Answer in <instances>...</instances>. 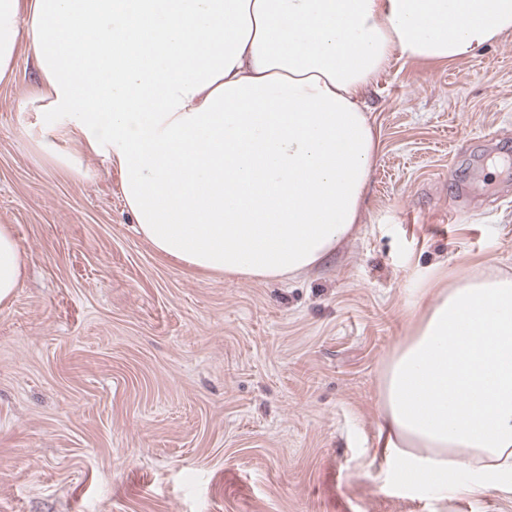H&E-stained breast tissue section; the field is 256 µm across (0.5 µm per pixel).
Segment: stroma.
<instances>
[{
	"instance_id": "35a3bbf8",
	"label": "stroma",
	"mask_w": 512,
	"mask_h": 512,
	"mask_svg": "<svg viewBox=\"0 0 512 512\" xmlns=\"http://www.w3.org/2000/svg\"><path fill=\"white\" fill-rule=\"evenodd\" d=\"M39 74L0 82V224L27 255L0 308V512H512L371 459L379 385L433 276L512 274V32L396 57L362 222L281 281L204 277L134 230L116 166L36 146Z\"/></svg>"
}]
</instances>
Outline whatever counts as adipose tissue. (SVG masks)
I'll return each instance as SVG.
<instances>
[{
	"label": "adipose tissue",
	"instance_id": "obj_1",
	"mask_svg": "<svg viewBox=\"0 0 512 512\" xmlns=\"http://www.w3.org/2000/svg\"><path fill=\"white\" fill-rule=\"evenodd\" d=\"M510 31L512 0H0V80L27 39L47 158L117 164L165 259L275 280L359 223L379 147L361 95L391 57L447 64ZM24 266L0 224L1 306ZM431 296L384 369L376 454L442 492L465 468L512 493V275Z\"/></svg>",
	"mask_w": 512,
	"mask_h": 512
}]
</instances>
